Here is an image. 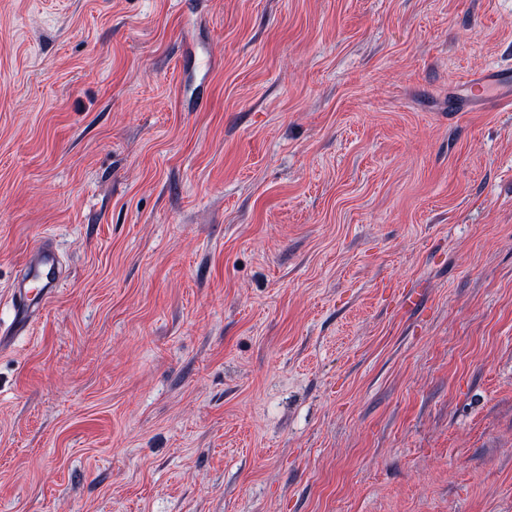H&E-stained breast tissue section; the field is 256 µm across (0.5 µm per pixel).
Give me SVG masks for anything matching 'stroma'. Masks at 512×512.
<instances>
[{
	"label": "stroma",
	"mask_w": 512,
	"mask_h": 512,
	"mask_svg": "<svg viewBox=\"0 0 512 512\" xmlns=\"http://www.w3.org/2000/svg\"><path fill=\"white\" fill-rule=\"evenodd\" d=\"M512 0H0V512H512ZM420 302L403 309L405 290ZM510 77V67L508 68H497L488 71L482 77L471 81L466 88V97L472 102H479L483 100L489 93V87L486 83L498 80L503 75ZM62 282L59 259L48 243L33 248L23 264L20 278L13 289L14 319L11 332H1L0 349L11 337L27 329L36 308L58 292ZM34 286L36 288H30Z\"/></svg>",
	"instance_id": "35a3bbf8"
}]
</instances>
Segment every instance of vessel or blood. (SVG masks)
<instances>
[{
  "mask_svg": "<svg viewBox=\"0 0 512 512\" xmlns=\"http://www.w3.org/2000/svg\"><path fill=\"white\" fill-rule=\"evenodd\" d=\"M503 74V69L497 68L471 81L466 88L467 99L473 102L483 100L489 93L490 82ZM61 282L59 259L52 246L44 242L33 248L13 289L14 319L10 332L0 334V348L10 341L12 334L27 329L36 308L54 297Z\"/></svg>",
  "mask_w": 512,
  "mask_h": 512,
  "instance_id": "obj_1",
  "label": "vessel or blood"
}]
</instances>
